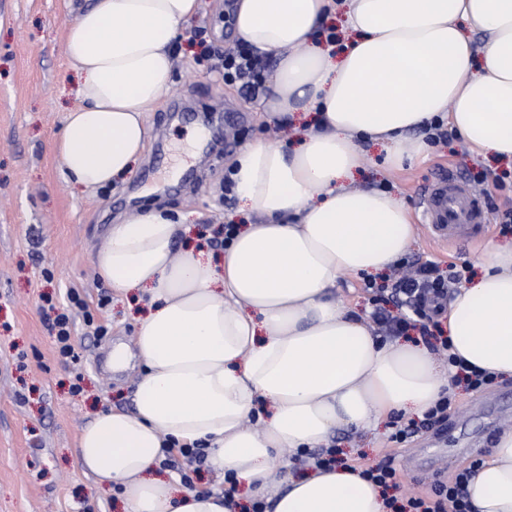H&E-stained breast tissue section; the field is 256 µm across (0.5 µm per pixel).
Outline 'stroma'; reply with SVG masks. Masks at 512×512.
Here are the masks:
<instances>
[{
  "label": "stroma",
  "mask_w": 512,
  "mask_h": 512,
  "mask_svg": "<svg viewBox=\"0 0 512 512\" xmlns=\"http://www.w3.org/2000/svg\"><path fill=\"white\" fill-rule=\"evenodd\" d=\"M234 2L199 0L176 50L174 84L146 112L150 136L134 172L87 194L69 187L53 145L77 103L65 36L88 0H0V512H123L82 473L74 452L91 407L131 408L135 392V372L116 380L104 366L112 346L132 344L141 317L138 303L112 294L93 267L108 224L136 205L161 207L189 214L193 238L215 246L225 225L258 220L224 197L237 150L254 141L296 148L312 124L308 117L285 126L267 121L259 98L225 84L202 59L206 45L236 48ZM200 29L202 44L194 37ZM448 165L493 205L489 232L450 249L428 239L419 207L421 187ZM358 180L382 184L409 206L415 234L408 258L465 264L475 273L489 244L512 238V226L499 221L512 211V164L486 162L459 141L431 146L425 160L401 169L369 148ZM72 289L108 329L93 336L76 325L74 368L61 363L43 313L50 303L65 307ZM77 373L79 395L69 390ZM454 392L442 440L429 431L397 445L387 424L337 432L332 445L364 464L392 459L408 493L446 479L486 456L512 425L511 378L479 393L460 386Z\"/></svg>",
  "instance_id": "1"
}]
</instances>
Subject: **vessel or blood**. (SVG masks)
I'll use <instances>...</instances> for the list:
<instances>
[{
	"label": "vessel or blood",
	"mask_w": 512,
	"mask_h": 512,
	"mask_svg": "<svg viewBox=\"0 0 512 512\" xmlns=\"http://www.w3.org/2000/svg\"><path fill=\"white\" fill-rule=\"evenodd\" d=\"M426 226L443 244L469 237L473 229H485L486 216L481 202L460 176L439 170L435 179L420 193Z\"/></svg>",
	"instance_id": "obj_1"
}]
</instances>
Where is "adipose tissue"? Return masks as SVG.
<instances>
[{
    "label": "adipose tissue",
    "instance_id": "obj_1",
    "mask_svg": "<svg viewBox=\"0 0 512 512\" xmlns=\"http://www.w3.org/2000/svg\"><path fill=\"white\" fill-rule=\"evenodd\" d=\"M338 5L237 0L238 37L278 59L265 118L312 111L319 128L292 151L237 152L234 191L261 220L232 234L223 262L177 248L187 217L156 208L110 225L94 255L109 288L142 292L148 306L134 350L111 356L118 371L145 366L132 409L96 411L75 448L98 487L119 486L124 512H233L221 487L189 489L163 465L200 445L210 471L234 475L272 512H385L358 466L292 476L281 449L423 415L450 392L427 347L381 339L336 284L390 269L414 235L402 198L356 184L361 142L401 168L426 156L422 130L440 119L476 155L512 161V0H345L352 40L336 56L315 33ZM197 10L198 0H91L69 27L78 104L54 150L72 185L95 190L132 172L146 108L169 89L173 45ZM480 264L448 307L451 352L512 379V241ZM468 493L474 512H512V428L473 468Z\"/></svg>",
    "mask_w": 512,
    "mask_h": 512
}]
</instances>
